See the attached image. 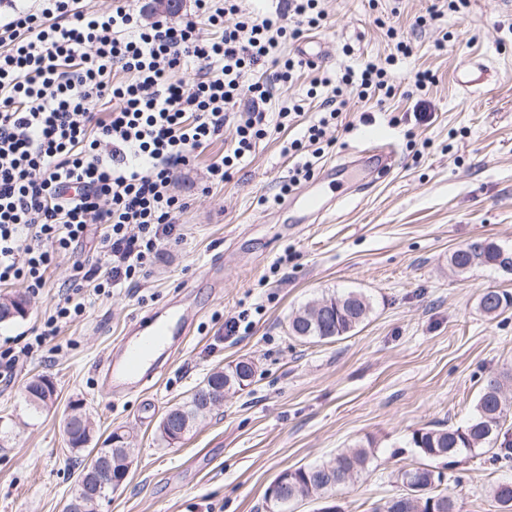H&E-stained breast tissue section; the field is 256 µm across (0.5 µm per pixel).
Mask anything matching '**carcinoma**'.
<instances>
[{
  "instance_id": "1",
  "label": "carcinoma",
  "mask_w": 512,
  "mask_h": 512,
  "mask_svg": "<svg viewBox=\"0 0 512 512\" xmlns=\"http://www.w3.org/2000/svg\"><path fill=\"white\" fill-rule=\"evenodd\" d=\"M451 268L458 273H467L475 268L489 267L504 273H512V249L483 238H476L470 244L455 249L448 258ZM326 314L315 313L311 304H306L291 316L288 332L302 340L335 341L361 326L372 311L370 299L361 292L333 293L322 298ZM478 306L490 318H496L512 307V293L487 289L480 294ZM254 375L253 364L238 361L222 371L210 373L204 383L219 390L227 388L238 391L248 386L245 377ZM503 383L499 377L489 379L483 386L475 406L474 415L457 426L420 428L412 432L409 445L423 458L447 465H457L464 455L481 450L490 454L488 461L496 465L502 459L512 456V438L504 429L509 406L502 397ZM28 405L43 410L53 403L55 387L45 385L42 377L30 378L24 387ZM210 412L199 403L196 396L175 406L167 413L191 430ZM65 430L69 447L79 453L86 449L90 428L80 413V406L73 407V414L66 418ZM127 443L119 442L98 452L112 459L114 472L128 466ZM372 452L359 447L340 452L330 460L315 466L287 469L288 487L285 489V503L274 507V512H284L288 503L301 498L315 500L332 497L333 491L341 484L358 476L368 467ZM442 472L429 464L402 468L397 482L403 492L392 497L375 512H456L454 497L440 489ZM492 495L500 512H512V481L497 484Z\"/></svg>"
}]
</instances>
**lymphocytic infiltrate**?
I'll use <instances>...</instances> for the list:
<instances>
[{
	"mask_svg": "<svg viewBox=\"0 0 512 512\" xmlns=\"http://www.w3.org/2000/svg\"><path fill=\"white\" fill-rule=\"evenodd\" d=\"M197 9L183 24L145 28L120 2L89 11L41 0L39 12L0 26V283L21 281L38 293L48 269L94 229L112 263L104 277L78 272V286L63 289L29 349L83 315L82 283L110 293L176 235L185 207L172 191L176 175L231 119L233 154L207 167L210 185L223 184L231 161L265 134L272 87L290 81L297 63H277L264 83L250 82L251 73L273 59L281 38L325 21L320 0H288L287 13L261 19L244 14L239 0H197ZM228 14L237 18L230 26ZM188 65L190 80H173ZM347 89L361 98L391 94L390 74L372 61L345 71L323 100L328 117L292 150L320 143Z\"/></svg>",
	"mask_w": 512,
	"mask_h": 512,
	"instance_id": "f902f5d3",
	"label": "lymphocytic infiltrate"
}]
</instances>
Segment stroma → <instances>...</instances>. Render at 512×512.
I'll return each mask as SVG.
<instances>
[{"instance_id": "obj_1", "label": "stroma", "mask_w": 512, "mask_h": 512, "mask_svg": "<svg viewBox=\"0 0 512 512\" xmlns=\"http://www.w3.org/2000/svg\"><path fill=\"white\" fill-rule=\"evenodd\" d=\"M324 27L304 32L324 60L276 85L266 104L270 130L236 162L224 184L207 187L206 168L233 148L225 128L178 175L187 204L180 236L160 244L139 280L93 298L84 317L47 337L13 368L19 352L58 303L77 266L109 270L87 239L29 296L25 317L0 324V512H64L88 453L68 447L63 422L77 401L94 424L90 445L118 432L131 448L126 481L101 512H266L264 494L282 471L324 462L358 446L373 459L337 488L342 512H373L397 494L399 469L419 460L414 430L459 425L473 413L488 377L512 374V309L497 318L478 306L486 289L512 293V274L479 268L455 273L448 257L476 237L512 248V10L500 0H322ZM440 11L428 26L418 16ZM403 34L410 56L388 71L391 96L346 105L325 138L322 163L370 146L372 130L394 144L395 166L375 180L367 161L326 182L336 209L299 221L280 187L302 156L286 151L317 121L327 88L310 97L313 78L390 55L388 29ZM435 82L413 89L416 70ZM301 105L300 116L279 114ZM356 290L372 302L368 320L348 336L306 343L288 334L302 305ZM194 314L189 338L162 373L137 391L108 395L98 364L149 312ZM248 311L249 334L225 339V319ZM252 361L256 373L228 394L176 444L159 424L215 368ZM36 375L56 386L54 402L28 406L24 386ZM512 466L485 455L446 469L444 488L457 512H499L491 489Z\"/></svg>"}]
</instances>
